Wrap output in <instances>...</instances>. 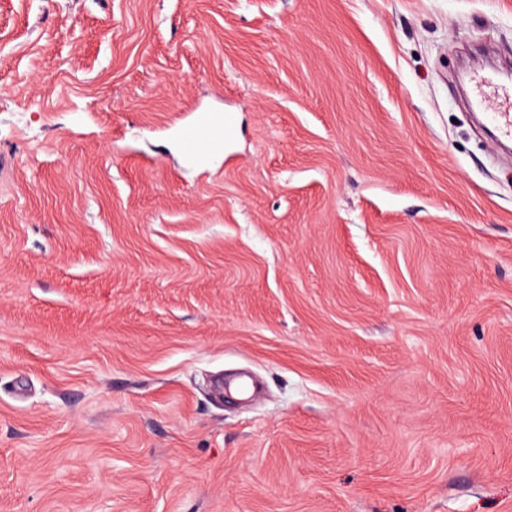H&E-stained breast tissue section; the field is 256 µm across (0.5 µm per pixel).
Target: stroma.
Returning a JSON list of instances; mask_svg holds the SVG:
<instances>
[{"label":"stroma","mask_w":512,"mask_h":512,"mask_svg":"<svg viewBox=\"0 0 512 512\" xmlns=\"http://www.w3.org/2000/svg\"><path fill=\"white\" fill-rule=\"evenodd\" d=\"M477 44L512 0H0V512H512ZM234 112H208L198 115L193 121L183 124L180 138L190 152L197 167L206 169L211 164L210 153L200 147L201 138L211 144L224 143L234 136Z\"/></svg>","instance_id":"stroma-1"}]
</instances>
